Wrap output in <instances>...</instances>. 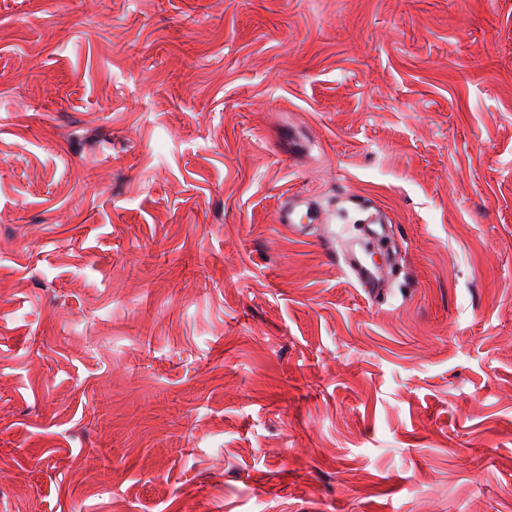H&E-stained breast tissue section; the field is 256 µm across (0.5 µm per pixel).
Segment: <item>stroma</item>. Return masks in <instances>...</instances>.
Returning <instances> with one entry per match:
<instances>
[{
	"label": "stroma",
	"mask_w": 512,
	"mask_h": 512,
	"mask_svg": "<svg viewBox=\"0 0 512 512\" xmlns=\"http://www.w3.org/2000/svg\"><path fill=\"white\" fill-rule=\"evenodd\" d=\"M0 512H512V0H0Z\"/></svg>",
	"instance_id": "stroma-1"
}]
</instances>
